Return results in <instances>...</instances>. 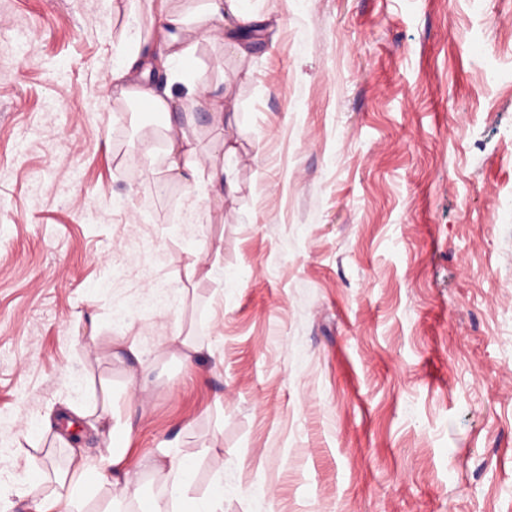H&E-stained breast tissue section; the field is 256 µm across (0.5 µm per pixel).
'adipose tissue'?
<instances>
[{"label": "adipose tissue", "instance_id": "obj_1", "mask_svg": "<svg viewBox=\"0 0 512 512\" xmlns=\"http://www.w3.org/2000/svg\"><path fill=\"white\" fill-rule=\"evenodd\" d=\"M247 0H205L198 16L197 26H188L183 18L170 14L166 0H155L161 22L160 30L169 42L170 62L190 67V45L199 39L225 41L227 36L254 29L260 24L259 15L251 13ZM131 64L125 63L112 69V89L129 101L146 103L152 112L167 115L173 106L172 94H159L151 87L130 82ZM164 154L166 172L170 175L188 174L203 177L204 191L233 193L236 185L231 172L224 166L206 164L195 145L192 130L186 125L166 124ZM134 418L113 426L107 433V451L92 458L71 452L68 465L54 475L55 488L46 495L36 494L41 482L38 474L28 475L20 483L0 484V500L12 496L26 499L29 512H83L86 495L95 488L106 486L112 490L113 501L127 498L132 478L124 467L134 430ZM152 471L170 478L167 497L150 501L143 512H223V491L215 489L205 497H190L185 493L194 475V463L187 457L163 456L153 459Z\"/></svg>", "mask_w": 512, "mask_h": 512}]
</instances>
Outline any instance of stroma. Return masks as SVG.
Instances as JSON below:
<instances>
[{"mask_svg": "<svg viewBox=\"0 0 512 512\" xmlns=\"http://www.w3.org/2000/svg\"><path fill=\"white\" fill-rule=\"evenodd\" d=\"M172 91L233 195L147 202L163 118L112 93L150 0H0V477L103 450L45 428L136 408L223 512H512V0H256ZM177 283L165 292L168 283ZM181 333L200 349L185 361ZM138 339L133 359L127 342Z\"/></svg>", "mask_w": 512, "mask_h": 512, "instance_id": "35a3bbf8", "label": "stroma"}]
</instances>
